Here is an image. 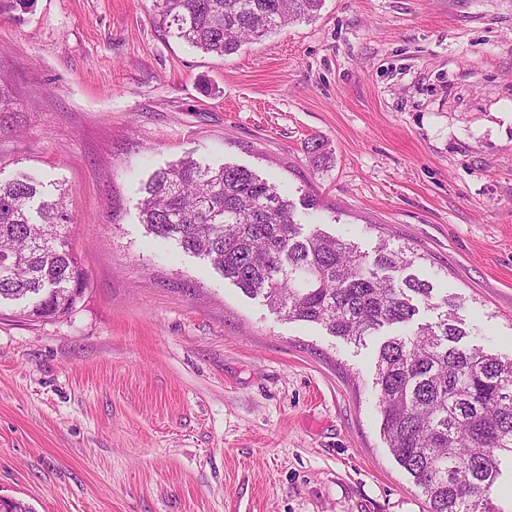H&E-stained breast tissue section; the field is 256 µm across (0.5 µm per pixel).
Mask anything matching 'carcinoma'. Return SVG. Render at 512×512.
<instances>
[{"mask_svg": "<svg viewBox=\"0 0 512 512\" xmlns=\"http://www.w3.org/2000/svg\"><path fill=\"white\" fill-rule=\"evenodd\" d=\"M323 0H153L156 23L219 57L314 18ZM140 223L207 258L243 292L288 320L323 325L361 343L437 311L409 337L377 352L381 432L414 478L429 512H501L490 495L512 465V358L461 341L469 335L453 297L411 273L413 250L382 242L373 262L354 244L315 229L304 236L292 204L251 171L204 167L185 158L155 171L143 188ZM69 194L49 195L28 178L0 181V302H25L24 316L62 317L86 279L71 244Z\"/></svg>", "mask_w": 512, "mask_h": 512, "instance_id": "cac0c4a2", "label": "carcinoma"}]
</instances>
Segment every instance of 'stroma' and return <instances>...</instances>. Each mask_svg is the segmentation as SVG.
<instances>
[{
	"mask_svg": "<svg viewBox=\"0 0 512 512\" xmlns=\"http://www.w3.org/2000/svg\"><path fill=\"white\" fill-rule=\"evenodd\" d=\"M153 16L152 0H0V180L68 191L86 274L64 317L0 305V496L428 512L380 434L391 330L355 346L286 320L137 206L185 155L248 168L303 231L413 248L465 344L512 358V0H324L224 58Z\"/></svg>",
	"mask_w": 512,
	"mask_h": 512,
	"instance_id": "1",
	"label": "stroma"
}]
</instances>
